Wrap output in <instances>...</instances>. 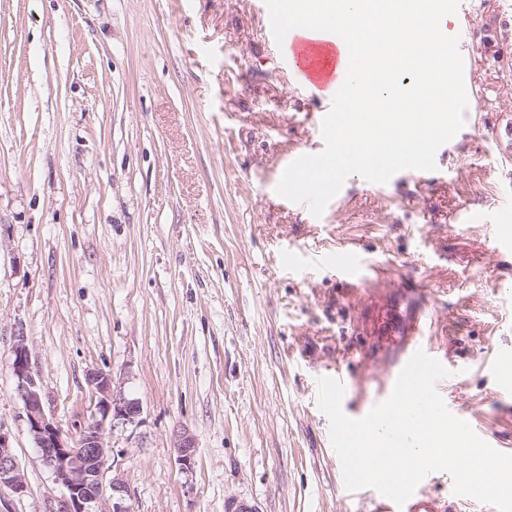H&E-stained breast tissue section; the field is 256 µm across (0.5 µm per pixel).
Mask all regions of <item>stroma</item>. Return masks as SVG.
<instances>
[{
	"mask_svg": "<svg viewBox=\"0 0 512 512\" xmlns=\"http://www.w3.org/2000/svg\"><path fill=\"white\" fill-rule=\"evenodd\" d=\"M449 34L471 58L463 137L427 176L351 178L321 217L276 187L290 154L320 153L327 100L281 62L261 0H0V428L28 484L0 512H50L53 481L22 418L11 347L24 330L46 413L89 416L86 373L139 399L138 426L108 439L131 512H376L345 498L318 405L344 374L352 409L383 377L385 302L326 268L359 248L389 290L425 303L457 376L445 394L512 453V254L489 221L512 207V0H460ZM187 429L182 473L172 438ZM432 475L427 512H489ZM172 448H174L175 462L182 472L193 470L196 456V441L187 431H177L173 436Z\"/></svg>",
	"mask_w": 512,
	"mask_h": 512,
	"instance_id": "obj_1",
	"label": "stroma"
}]
</instances>
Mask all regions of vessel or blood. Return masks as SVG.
Wrapping results in <instances>:
<instances>
[{"label":"vessel or blood","instance_id":"obj_1","mask_svg":"<svg viewBox=\"0 0 512 512\" xmlns=\"http://www.w3.org/2000/svg\"><path fill=\"white\" fill-rule=\"evenodd\" d=\"M348 58L346 45L326 39L320 31L291 30L282 44V59L294 77L324 91L330 98L345 80ZM326 264L340 279L356 287L367 284L381 272L378 265L370 263L356 249L338 251L327 258ZM427 324L428 316L423 305L408 300L400 306L388 304L380 326L385 335L391 336L393 351L387 360L384 379L373 397L374 402H383L390 396L399 374L417 350L432 352L426 335Z\"/></svg>","mask_w":512,"mask_h":512}]
</instances>
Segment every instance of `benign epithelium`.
<instances>
[{"label": "benign epithelium", "mask_w": 512, "mask_h": 512, "mask_svg": "<svg viewBox=\"0 0 512 512\" xmlns=\"http://www.w3.org/2000/svg\"><path fill=\"white\" fill-rule=\"evenodd\" d=\"M12 374L24 404V421L44 464L63 488L52 512H130L125 502V483L118 474L107 477L111 446L107 430L137 425L142 414L139 400L116 389L111 374L90 370L86 374L94 409L68 435L45 412L42 387L32 370L31 351L24 332H18L12 347ZM175 462L185 473L193 470L196 441L186 431L173 436ZM17 497L28 485L12 446L9 433L0 428V489Z\"/></svg>", "instance_id": "benign-epithelium-1"}]
</instances>
